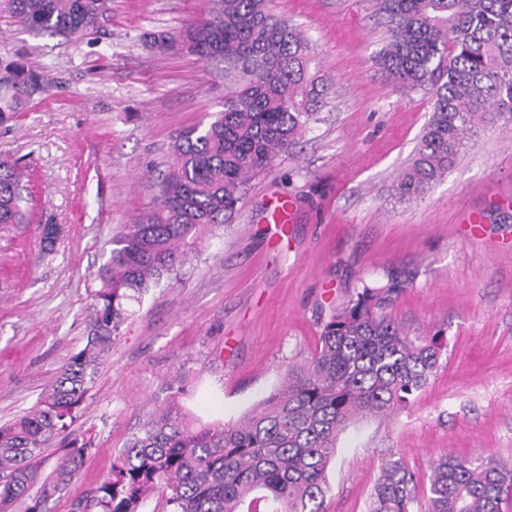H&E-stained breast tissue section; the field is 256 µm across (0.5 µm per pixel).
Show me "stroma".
I'll list each match as a JSON object with an SVG mask.
<instances>
[{
    "label": "stroma",
    "mask_w": 512,
    "mask_h": 512,
    "mask_svg": "<svg viewBox=\"0 0 512 512\" xmlns=\"http://www.w3.org/2000/svg\"><path fill=\"white\" fill-rule=\"evenodd\" d=\"M275 5L309 38L328 104L178 277L127 301L70 428L92 447L49 512H71L170 402L204 424L238 422L310 355L332 313L395 270L415 278L390 316L416 336L443 330L441 366L394 419L359 418L339 435L327 512H368L390 450L423 490L446 453L512 464V127L483 126L426 195L394 199L434 97L376 64L379 0ZM208 10L209 0H111L75 41L0 9V62L32 67L45 85L0 123V154L28 163L32 193L29 221L0 229V424L29 411L84 347L113 237L156 206L181 135L222 110L224 83L196 56L144 40ZM471 213L485 218L479 231ZM47 224L59 228L49 246Z\"/></svg>",
    "instance_id": "stroma-1"
}]
</instances>
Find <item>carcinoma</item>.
Returning <instances> with one entry per match:
<instances>
[{
  "label": "carcinoma",
  "mask_w": 512,
  "mask_h": 512,
  "mask_svg": "<svg viewBox=\"0 0 512 512\" xmlns=\"http://www.w3.org/2000/svg\"><path fill=\"white\" fill-rule=\"evenodd\" d=\"M208 16L174 39L224 81L223 109L174 146L157 206L112 241L84 349L72 356L27 413L0 425V512H46L66 492L91 444L50 443L76 418L88 384L112 351L124 304L173 274L201 233L230 221L247 183L297 143L327 105V82L311 69L305 34L268 0H212ZM17 25L79 38L108 0H5ZM390 23L377 62L405 88L431 86L433 112L409 164L392 185L421 197L455 164L481 125L512 123V0H380ZM43 88L32 69L0 67V122ZM29 203L23 170L0 157V224H22ZM414 278L392 272L363 286L323 324L319 344L288 364L279 388L240 421L196 428L172 404L150 417L112 461L109 476L73 512H138L151 494L171 512H325L326 471L339 434L361 416L391 419L436 375L445 342L414 336L388 314ZM405 459L388 453L369 512H501L512 466L493 458L441 456L426 505Z\"/></svg>",
  "instance_id": "cac0c4a2"
}]
</instances>
